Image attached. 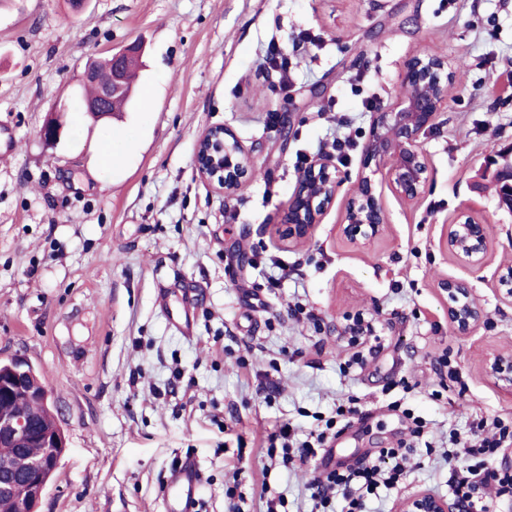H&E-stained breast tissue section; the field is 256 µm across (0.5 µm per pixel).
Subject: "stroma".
Here are the masks:
<instances>
[{
    "mask_svg": "<svg viewBox=\"0 0 512 512\" xmlns=\"http://www.w3.org/2000/svg\"><path fill=\"white\" fill-rule=\"evenodd\" d=\"M273 41L290 58L287 78L265 60ZM133 43L142 52L129 105L103 121L75 111L89 62ZM421 53L447 57L451 74L438 125L420 139L429 182L404 202L380 165L387 231L361 248L339 226L374 113L400 96ZM511 73L512 0H86L78 11L0 0V126L15 143L0 156V358L33 366L67 441L37 512H161L162 481L185 455L204 473L199 512H266L271 491L288 512H311L315 463H271L265 441L284 420L304 437L352 396L360 417L334 443L340 464L394 447L407 409L432 444L368 512H401L419 490L449 497L451 436L480 417H512V392L484 370L490 353L512 350V300L498 291L512 214L497 209L482 168L512 143ZM51 118L61 130L49 144ZM214 126L249 156L231 195L193 164ZM343 135L354 149L334 204L311 241L286 247L270 226L300 158ZM104 143L112 164L96 180ZM464 216L487 227L478 266L443 245ZM445 279L468 283L483 310L469 334L448 324ZM178 280L206 285L190 338L158 302ZM358 314L379 338L344 374ZM445 352L462 383L443 389Z\"/></svg>",
    "mask_w": 512,
    "mask_h": 512,
    "instance_id": "stroma-1",
    "label": "stroma"
}]
</instances>
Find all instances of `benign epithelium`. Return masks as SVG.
Instances as JSON below:
<instances>
[{
    "label": "benign epithelium",
    "instance_id": "7a95c632",
    "mask_svg": "<svg viewBox=\"0 0 512 512\" xmlns=\"http://www.w3.org/2000/svg\"><path fill=\"white\" fill-rule=\"evenodd\" d=\"M141 47L126 46L112 53V74L100 84L98 98L86 106L87 114L99 121L109 116V101L127 91L126 65L140 56ZM448 62L434 55H417L406 66L403 94L390 107L376 113L363 151L362 169L391 160L388 181L393 191L407 201L418 199L425 191L429 173L420 145V137L433 129L445 103ZM194 167L200 177L230 194L248 174L243 145L233 133L211 127L196 143ZM486 173L498 191L499 206L512 212V149L488 161ZM343 181L340 171L328 156L310 162L299 175L287 207L279 214L271 230L290 247L306 243L316 226L322 223ZM387 229L385 213L370 176L360 174L355 197L348 205L342 235L352 244L366 247L382 237ZM448 251L471 265L483 263L487 233L483 224L466 217L448 226ZM448 296V323L466 335L483 318L482 309L472 299V288L459 280L439 283ZM486 373L512 391V352H493L485 361ZM23 393L29 402L50 408V390L41 383L30 365L13 357L0 365V398L10 401ZM17 448L32 442L42 444L41 455L20 456L12 463L0 464V497L15 501L16 512H36L48 479L58 467L66 449L65 437L58 425L35 427L32 415L23 404L0 416V442ZM403 512H452L448 500L428 491L407 497Z\"/></svg>",
    "mask_w": 512,
    "mask_h": 512
}]
</instances>
